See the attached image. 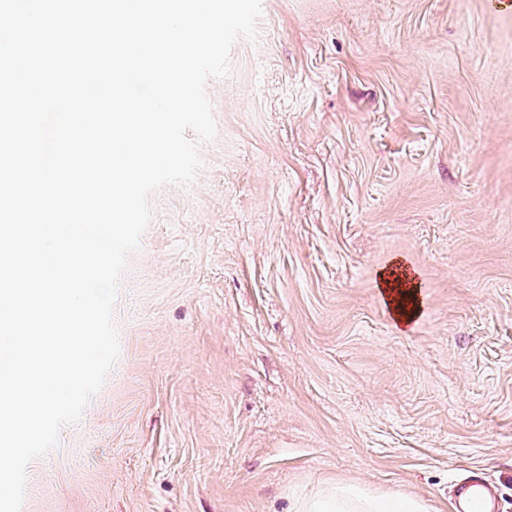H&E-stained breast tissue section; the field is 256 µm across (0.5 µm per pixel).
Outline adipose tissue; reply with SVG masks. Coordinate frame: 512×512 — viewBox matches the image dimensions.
<instances>
[{
  "label": "adipose tissue",
  "mask_w": 512,
  "mask_h": 512,
  "mask_svg": "<svg viewBox=\"0 0 512 512\" xmlns=\"http://www.w3.org/2000/svg\"><path fill=\"white\" fill-rule=\"evenodd\" d=\"M380 286L396 323L406 325L421 310L420 288L402 262L379 273ZM295 512H431L430 505L399 492H373L354 484L330 482L295 504Z\"/></svg>",
  "instance_id": "ef3b65f1"
}]
</instances>
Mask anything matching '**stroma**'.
<instances>
[{"instance_id": "stroma-1", "label": "stroma", "mask_w": 512, "mask_h": 512, "mask_svg": "<svg viewBox=\"0 0 512 512\" xmlns=\"http://www.w3.org/2000/svg\"><path fill=\"white\" fill-rule=\"evenodd\" d=\"M150 197L120 354L21 512H290L327 482L512 512V8L262 0ZM423 306L396 325L379 272ZM379 287L387 297L390 311L396 323L406 325L421 310L420 288L406 265L399 260L379 273ZM401 305H405V311Z\"/></svg>"}]
</instances>
